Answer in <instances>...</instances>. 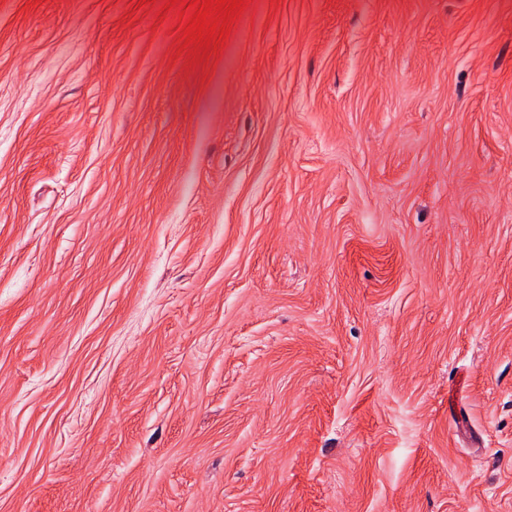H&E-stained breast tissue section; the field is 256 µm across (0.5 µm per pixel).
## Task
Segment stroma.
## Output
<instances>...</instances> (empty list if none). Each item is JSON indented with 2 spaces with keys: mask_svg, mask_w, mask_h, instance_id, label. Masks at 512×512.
<instances>
[{
  "mask_svg": "<svg viewBox=\"0 0 512 512\" xmlns=\"http://www.w3.org/2000/svg\"><path fill=\"white\" fill-rule=\"evenodd\" d=\"M0 0V512H512V0Z\"/></svg>",
  "mask_w": 512,
  "mask_h": 512,
  "instance_id": "35a3bbf8",
  "label": "stroma"
}]
</instances>
